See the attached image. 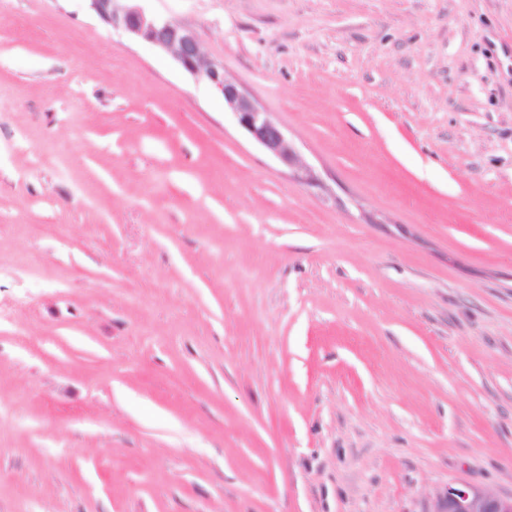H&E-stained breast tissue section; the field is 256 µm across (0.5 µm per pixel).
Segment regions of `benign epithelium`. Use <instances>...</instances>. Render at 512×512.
Returning a JSON list of instances; mask_svg holds the SVG:
<instances>
[{
	"instance_id": "obj_1",
	"label": "benign epithelium",
	"mask_w": 512,
	"mask_h": 512,
	"mask_svg": "<svg viewBox=\"0 0 512 512\" xmlns=\"http://www.w3.org/2000/svg\"><path fill=\"white\" fill-rule=\"evenodd\" d=\"M86 2L89 10L109 27L170 54L185 72L223 98L224 107L236 124L279 164L291 170L297 182L317 185L314 169L300 159L287 133L236 82L224 75L223 63L202 53L197 35L191 28L154 14L142 0ZM431 512H512V496H501L463 482L449 487L434 503Z\"/></svg>"
}]
</instances>
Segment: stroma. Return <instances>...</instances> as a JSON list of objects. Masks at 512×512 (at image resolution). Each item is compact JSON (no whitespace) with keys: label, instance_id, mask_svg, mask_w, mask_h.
<instances>
[{"label":"stroma","instance_id":"obj_1","mask_svg":"<svg viewBox=\"0 0 512 512\" xmlns=\"http://www.w3.org/2000/svg\"><path fill=\"white\" fill-rule=\"evenodd\" d=\"M322 183L84 0H0V512L512 494V0H148Z\"/></svg>","mask_w":512,"mask_h":512}]
</instances>
